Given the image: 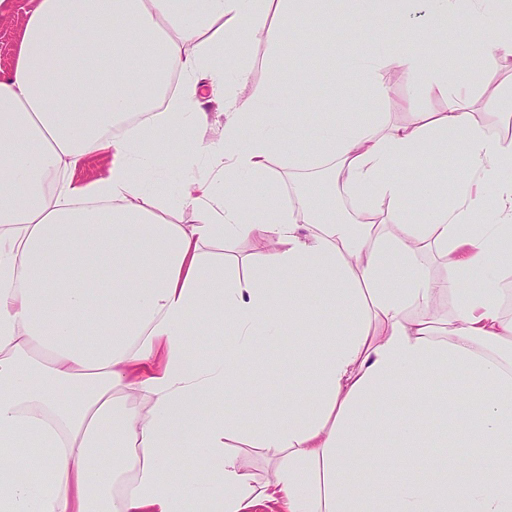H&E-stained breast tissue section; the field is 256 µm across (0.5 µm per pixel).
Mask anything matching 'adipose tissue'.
I'll return each mask as SVG.
<instances>
[{"mask_svg": "<svg viewBox=\"0 0 512 512\" xmlns=\"http://www.w3.org/2000/svg\"><path fill=\"white\" fill-rule=\"evenodd\" d=\"M414 2L348 0L345 21L374 30L385 10L403 23ZM18 13L16 59L0 71V512H251L262 500L280 512H512V313L504 289L466 285L491 256L497 278L512 275V137L495 127L512 87V0H425L407 36L374 30L378 51L354 60L370 111L308 140L281 124L292 101L249 92V49L263 41L271 65L304 14L333 36L336 0H33L25 11L0 0V17ZM452 14L489 29L477 51L506 73L484 87L481 112L474 82L447 63ZM389 61L440 109L410 97L406 121L392 123L378 79ZM216 100L224 129L206 139ZM161 130L200 135L192 152L211 175L187 179L176 203L194 223L158 205L166 183L147 162ZM99 153L108 176L74 184ZM407 160L454 172L414 181L398 172ZM284 163L326 168L350 211L282 191ZM256 194L265 207L248 208ZM408 196L414 209L401 205ZM229 237L264 242L259 272L228 276L206 258L204 246ZM301 270L307 280L286 287ZM193 314L229 335L224 351L186 358ZM298 323L309 327L295 344L308 406L244 429L198 415L231 384L264 398L240 366ZM450 376L458 384L440 391L435 418L367 409ZM235 438L271 463L263 487L228 454ZM178 445L198 460L192 482L168 476ZM359 446L386 454L356 487ZM459 468L464 479H431Z\"/></svg>", "mask_w": 512, "mask_h": 512, "instance_id": "ef3b65f1", "label": "adipose tissue"}]
</instances>
